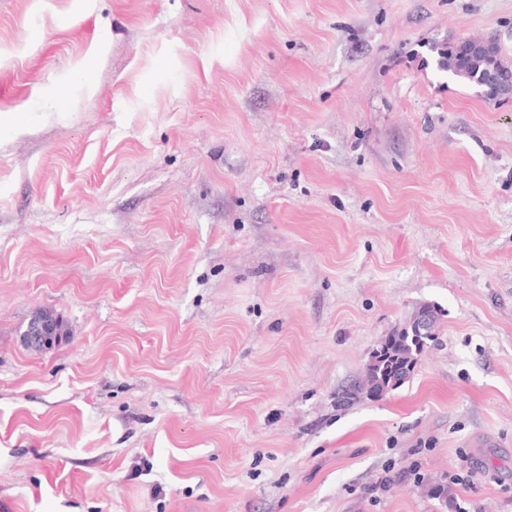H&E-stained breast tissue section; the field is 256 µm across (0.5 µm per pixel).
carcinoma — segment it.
I'll return each mask as SVG.
<instances>
[{
    "instance_id": "carcinoma-1",
    "label": "carcinoma",
    "mask_w": 512,
    "mask_h": 512,
    "mask_svg": "<svg viewBox=\"0 0 512 512\" xmlns=\"http://www.w3.org/2000/svg\"><path fill=\"white\" fill-rule=\"evenodd\" d=\"M437 55L439 69L468 84L489 65L512 67V62L502 56L497 44L488 45L477 38H461L448 44V48L437 50ZM421 309L431 319L427 332L420 335L409 326L381 341L357 387L358 395L378 399L400 388L410 378L416 356L438 343L439 307L426 304Z\"/></svg>"
}]
</instances>
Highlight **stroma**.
<instances>
[{"label":"stroma","mask_w":512,"mask_h":512,"mask_svg":"<svg viewBox=\"0 0 512 512\" xmlns=\"http://www.w3.org/2000/svg\"><path fill=\"white\" fill-rule=\"evenodd\" d=\"M490 36L512 0H0V512H512V99L436 64ZM420 309L429 315L419 311L413 319L414 326L419 332H427L424 335L418 334L410 322L409 327L396 331L381 341L357 387L359 396L378 399L400 388L410 378L416 356L438 343L439 307L426 304ZM59 322V335L57 336V322L52 318H40L39 320L34 321L32 324H30L26 331H24L23 335L26 336V341L33 344L43 345V346H37V345H31L27 343L25 340V344L27 347L35 350V351H46L48 349H51L52 346L49 348H46L49 344L50 340L55 341L56 344L60 342L59 336H67V333L65 332L64 326L62 324V321L60 318H58ZM61 323V324H60ZM56 336V339L53 338ZM55 344V345H56Z\"/></svg>","instance_id":"stroma-1"}]
</instances>
